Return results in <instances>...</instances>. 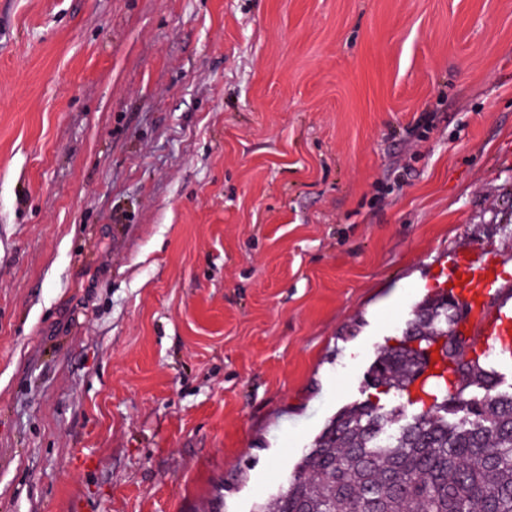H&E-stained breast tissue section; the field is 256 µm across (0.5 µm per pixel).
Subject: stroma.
<instances>
[{"mask_svg":"<svg viewBox=\"0 0 512 512\" xmlns=\"http://www.w3.org/2000/svg\"><path fill=\"white\" fill-rule=\"evenodd\" d=\"M458 249L512 0H0V512H258Z\"/></svg>","mask_w":512,"mask_h":512,"instance_id":"obj_1","label":"stroma"}]
</instances>
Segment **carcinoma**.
Segmentation results:
<instances>
[{
	"instance_id": "carcinoma-1",
	"label": "carcinoma",
	"mask_w": 512,
	"mask_h": 512,
	"mask_svg": "<svg viewBox=\"0 0 512 512\" xmlns=\"http://www.w3.org/2000/svg\"><path fill=\"white\" fill-rule=\"evenodd\" d=\"M442 295L423 301L371 369V385L405 396L418 352L445 338L448 366L426 386L431 404L381 440L370 401L341 412L272 499L273 512H512V393L497 391L491 353L458 346Z\"/></svg>"
}]
</instances>
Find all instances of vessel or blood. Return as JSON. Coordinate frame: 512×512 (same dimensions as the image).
Here are the masks:
<instances>
[{"label": "vessel or blood", "mask_w": 512, "mask_h": 512, "mask_svg": "<svg viewBox=\"0 0 512 512\" xmlns=\"http://www.w3.org/2000/svg\"><path fill=\"white\" fill-rule=\"evenodd\" d=\"M449 265L459 300L471 307L461 332L496 346L511 341L512 298L503 296L499 289L506 275L500 252L479 257L471 251L458 250L451 255Z\"/></svg>", "instance_id": "1"}]
</instances>
